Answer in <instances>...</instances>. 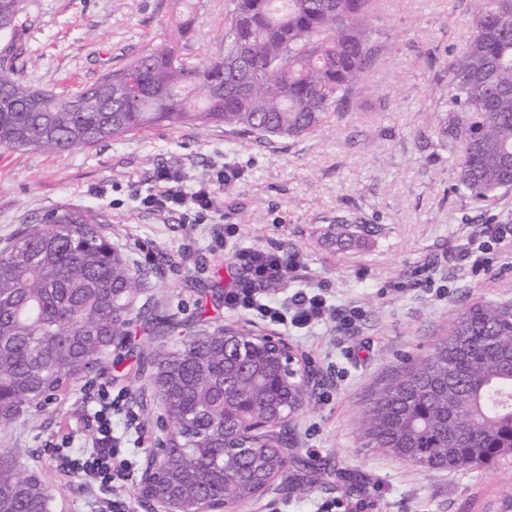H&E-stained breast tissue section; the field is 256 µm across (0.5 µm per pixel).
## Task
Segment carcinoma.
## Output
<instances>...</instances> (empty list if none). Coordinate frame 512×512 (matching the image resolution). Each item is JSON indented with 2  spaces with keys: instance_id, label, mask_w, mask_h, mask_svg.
<instances>
[{
  "instance_id": "1",
  "label": "carcinoma",
  "mask_w": 512,
  "mask_h": 512,
  "mask_svg": "<svg viewBox=\"0 0 512 512\" xmlns=\"http://www.w3.org/2000/svg\"><path fill=\"white\" fill-rule=\"evenodd\" d=\"M224 51L206 66L180 47L195 35L193 0L169 40L98 81L58 94L29 86L0 58V150L94 147L165 124H222L260 142L300 138L343 112L375 60L378 0H230ZM474 26L446 68L448 121L462 145L458 183L477 204L512 188V0H470ZM23 0H0V34ZM0 250V421L63 392L141 321L171 323L135 295L149 288L81 211L46 216ZM263 339L234 328L189 336L157 363L154 384L175 432L142 493L183 512L249 501L288 465L286 428L308 402ZM364 434L426 469L480 471L512 456V309L478 301L425 359L369 403ZM35 474L0 456V512H52Z\"/></svg>"
}]
</instances>
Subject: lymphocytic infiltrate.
Here are the masks:
<instances>
[{
	"mask_svg": "<svg viewBox=\"0 0 512 512\" xmlns=\"http://www.w3.org/2000/svg\"><path fill=\"white\" fill-rule=\"evenodd\" d=\"M238 176L237 169L226 166L218 171L215 178L179 185L162 171L154 178L152 192L142 197L140 204L160 216L178 213L185 224H203L211 213L217 212L218 195L225 183ZM511 237V225H479L468 238L459 258L466 261L471 269H478L484 266L494 245ZM233 260L242 273V279L238 287L224 294V304L230 311L247 314L287 330H308L330 324L335 329L347 330L359 317L357 310L337 309L328 302L324 293L311 289H301L283 298L271 296V286L302 270L299 253L285 255L242 247L235 251ZM96 403L98 408L94 416L98 421L99 436L78 471L85 481L99 483L101 489L108 493L106 512H131L127 489L135 477V464L130 459L131 451L125 438L112 429V416L123 413L125 428L132 430L137 426V414L111 399L103 386L97 390Z\"/></svg>",
	"mask_w": 512,
	"mask_h": 512,
	"instance_id": "lymphocytic-infiltrate-1",
	"label": "lymphocytic infiltrate"
}]
</instances>
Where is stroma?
Returning a JSON list of instances; mask_svg holds the SVG:
<instances>
[{
	"label": "stroma",
	"instance_id": "35a3bbf8",
	"mask_svg": "<svg viewBox=\"0 0 512 512\" xmlns=\"http://www.w3.org/2000/svg\"><path fill=\"white\" fill-rule=\"evenodd\" d=\"M200 23L188 51L199 64L224 47L225 0H196ZM180 11L175 0H25L15 35L0 56H15L37 88L93 83L162 43ZM378 52L346 111L312 134L271 144L223 126L185 124L63 153L0 151V249L38 218L81 209L104 213L113 248L145 274L138 294L163 336L131 327L122 345L48 404L0 423V452L49 487L53 512H98V488L69 470L92 448L96 403L90 385L128 394L138 414L139 465L154 459L173 422L155 394L152 363L185 336L227 325L284 337L311 372L309 405L293 416L288 471L231 512H316L326 501L366 504V512H512V457L485 471L421 470L362 439L364 411L402 366L428 357L465 306L490 300L512 307V242L495 246L489 266L461 269L456 256L478 224L512 225V190L476 204L458 185V148L443 141L446 60L471 31L467 0H379ZM240 175L225 185L220 214L184 224L139 208L160 170L190 181L222 165ZM346 225H337V218ZM236 227L226 249L211 241ZM359 236L339 249L336 230ZM242 246L300 253L305 269L273 289L285 296L324 288L336 307L358 308L355 330L323 327L299 335L234 313L224 291L240 272Z\"/></svg>",
	"mask_w": 512,
	"mask_h": 512
}]
</instances>
